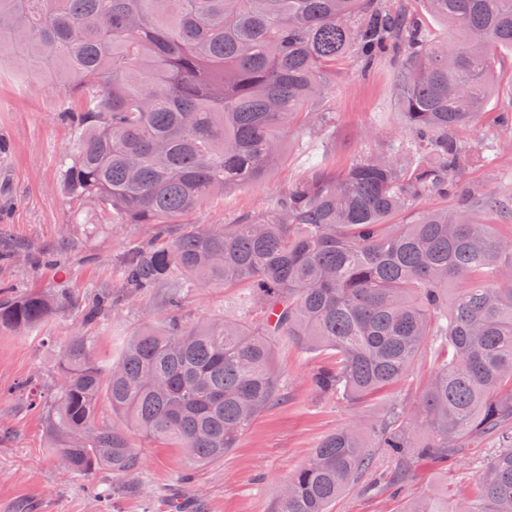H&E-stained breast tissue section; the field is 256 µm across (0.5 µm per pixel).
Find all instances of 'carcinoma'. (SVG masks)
Masks as SVG:
<instances>
[{
  "instance_id": "cac0c4a2",
  "label": "carcinoma",
  "mask_w": 512,
  "mask_h": 512,
  "mask_svg": "<svg viewBox=\"0 0 512 512\" xmlns=\"http://www.w3.org/2000/svg\"><path fill=\"white\" fill-rule=\"evenodd\" d=\"M506 49L512 0H422L419 14L379 0H0V62L80 95V111L63 112L74 149L60 165L75 223H88L89 204L99 224L162 225L117 256V291L88 304L0 289V330L17 334L65 307L93 322L156 295L166 312L114 359L94 336L57 345L56 387L31 392L30 406L61 467L139 469L131 426L192 464L223 459L281 399L274 336L332 351L313 384L352 402L397 384L434 342L441 361L418 406L324 437L277 512H329L371 470V448L390 459L395 489L413 480L414 459L443 463L488 438L497 448L470 507L427 495L401 512H512V231L475 221L457 180L470 161L458 133L484 113ZM391 51L407 140L339 173L322 157L267 216L167 228L263 179L297 117L327 131L319 103L336 71L355 62L366 74ZM448 195L463 199L457 209L417 207ZM481 206L512 216V195ZM208 286L241 289L259 321H184Z\"/></svg>"
}]
</instances>
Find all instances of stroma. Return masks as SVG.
Masks as SVG:
<instances>
[{
	"label": "stroma",
	"mask_w": 512,
	"mask_h": 512,
	"mask_svg": "<svg viewBox=\"0 0 512 512\" xmlns=\"http://www.w3.org/2000/svg\"><path fill=\"white\" fill-rule=\"evenodd\" d=\"M497 89L484 114L461 138L472 160L464 183L485 192L512 191V127L500 125L501 112L512 113V56L498 67ZM395 66L390 58L370 73L356 64L337 70L324 105L335 122L325 137L306 127L289 126L279 162L254 186L214 199L188 216L191 224H235L271 210L278 198L309 170L311 157L327 154L342 170L359 156L378 152L392 139L406 138L397 113ZM65 95L51 83L22 75L11 62L0 64V287L68 288L79 292L112 291L117 286L115 259L136 242L152 238L153 224H130L123 230L100 224L95 230L73 221V205L60 181V159L72 147L73 134L59 117ZM155 298L132 300L109 311L100 323L84 328L80 316L65 311L35 330L17 335L0 331V512H109L91 487H109V471L90 477L61 469L53 449L44 445V420L27 406L15 386L38 380L55 382L57 342L90 330L103 355L115 353L141 325L157 318ZM188 320L218 317L253 322L234 288H202L189 297ZM274 357L285 383L282 401L263 412L224 458L193 466L175 448L129 435L143 451L144 467L120 479L126 490L110 512H168L175 496L191 500L193 512H273L277 495L291 473L321 439L354 421L379 419L394 403L414 406L433 375V349H425L410 374L395 388L362 402H346L315 390L313 374L330 365L327 351H306L281 341ZM492 442L465 449L448 463L419 460L415 476L398 493L375 488L390 464L377 457L376 467L342 494L331 512H399L408 501L448 492L464 506Z\"/></svg>",
	"instance_id": "1"
}]
</instances>
